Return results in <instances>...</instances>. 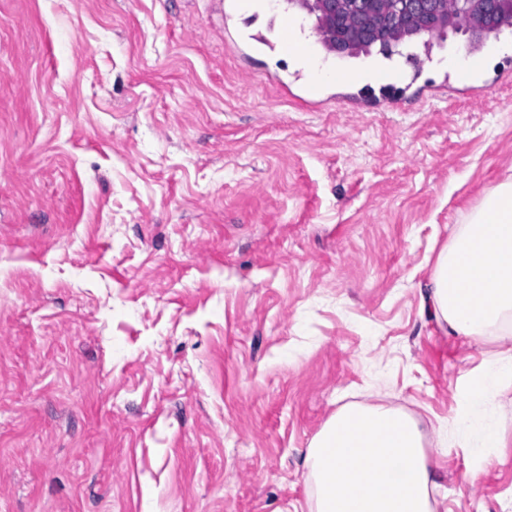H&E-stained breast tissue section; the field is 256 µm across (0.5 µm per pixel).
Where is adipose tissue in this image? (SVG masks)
<instances>
[{"label": "adipose tissue", "mask_w": 512, "mask_h": 512, "mask_svg": "<svg viewBox=\"0 0 512 512\" xmlns=\"http://www.w3.org/2000/svg\"><path fill=\"white\" fill-rule=\"evenodd\" d=\"M451 331L483 340L512 320V181L484 196L438 255L428 296ZM311 512H434L423 433L381 405L336 412L306 453Z\"/></svg>", "instance_id": "ef3b65f1"}]
</instances>
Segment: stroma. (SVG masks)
<instances>
[{
	"mask_svg": "<svg viewBox=\"0 0 512 512\" xmlns=\"http://www.w3.org/2000/svg\"><path fill=\"white\" fill-rule=\"evenodd\" d=\"M280 9L0 0V512H309L345 405L413 416L436 512H512V335L426 300L439 252L512 180V42L465 30L357 58L304 105ZM403 77L391 97L380 70ZM471 416L507 445L476 457ZM458 87L456 93L462 96H476L490 89L489 85L482 78L481 66H475L469 72L463 73L456 78ZM506 379L512 380V370L508 372L490 367L482 373V375L475 381L471 398L478 402H489L494 400L504 387Z\"/></svg>",
	"mask_w": 512,
	"mask_h": 512,
	"instance_id": "35a3bbf8",
	"label": "stroma"
}]
</instances>
